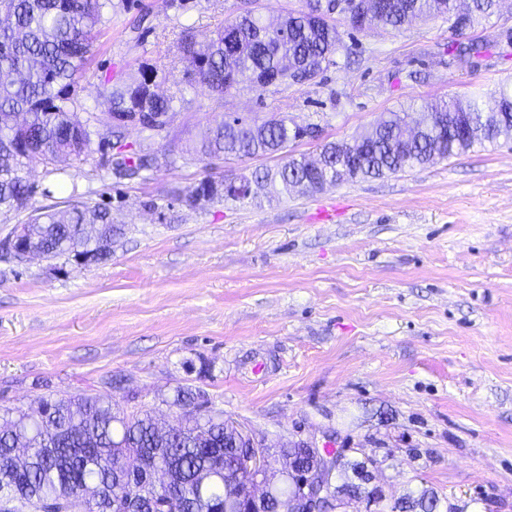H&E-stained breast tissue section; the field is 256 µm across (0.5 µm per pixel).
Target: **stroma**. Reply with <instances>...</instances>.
<instances>
[{"label": "stroma", "instance_id": "35a3bbf8", "mask_svg": "<svg viewBox=\"0 0 512 512\" xmlns=\"http://www.w3.org/2000/svg\"><path fill=\"white\" fill-rule=\"evenodd\" d=\"M112 22L78 75L80 112L104 109L111 79L160 63L162 93L183 92L166 148L141 183L97 159L31 183L55 202L108 204L124 234L111 258L0 260V410L41 396L137 397L173 420L179 386L280 447L358 448L386 495L434 489L454 512H512V141L381 179L277 199L191 208L176 191L207 171L194 155L224 115L314 123L326 140L365 134L386 112L512 87V0L465 32L447 18L396 31L341 26L336 66L305 85L255 91L248 77L215 100L179 90L183 30L207 40L240 0H112ZM487 42L472 65L461 44Z\"/></svg>", "mask_w": 512, "mask_h": 512}]
</instances>
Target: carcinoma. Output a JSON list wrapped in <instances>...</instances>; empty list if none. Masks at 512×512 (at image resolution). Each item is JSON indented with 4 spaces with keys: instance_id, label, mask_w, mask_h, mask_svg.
<instances>
[{
    "instance_id": "cac0c4a2",
    "label": "carcinoma",
    "mask_w": 512,
    "mask_h": 512,
    "mask_svg": "<svg viewBox=\"0 0 512 512\" xmlns=\"http://www.w3.org/2000/svg\"><path fill=\"white\" fill-rule=\"evenodd\" d=\"M448 12V0H394L385 27L398 29L404 20ZM112 0H0V214L28 213V238L15 244L51 259L84 256L96 264L112 256V241L122 228L112 222V210L75 200L65 209L33 203L35 188L23 175L32 156L66 175L95 152L109 151L105 164L118 180H145L162 166H172V154L150 147L129 148L124 130L140 127L149 138H166L183 97L156 92L160 66L146 65L139 76L117 82L107 107L80 123L74 84L93 55L101 27L110 21ZM288 37L257 38L268 30L250 14L226 22L213 37L199 42L188 29L179 52L193 65L187 86L218 96L233 86V72H251L252 86L264 92L272 85H304L337 64L336 20L312 19L291 11L283 21ZM234 41L225 46V31ZM405 116L391 112L377 124L369 149L356 154L346 139L321 142L327 156L326 174H313L307 159L288 152L297 141L320 142L317 124L289 127L226 116L207 129L196 148L213 170L229 159L246 162L258 156L280 155L275 170L257 169L251 176L288 193L299 182L315 193L324 184L381 178L416 166L462 155L477 145L512 139V92L501 89L495 106L484 111L474 98L430 103L426 119L409 138L403 137ZM224 176L207 175L177 200L197 207L205 197L241 201L246 195L215 191ZM168 405L182 414L171 432L158 428L152 411L139 408L125 414L112 405V395L53 399L42 397L17 414L0 415V497L13 501L14 512H43L57 507L77 491L91 498L85 512H126L133 502L142 512H225L239 503L250 478L236 466L244 442L224 426V412L213 408L205 392L183 388ZM288 466L314 455L300 445L279 449ZM374 460L344 454L333 476L334 491L347 497L370 498L365 475ZM297 494L290 475L273 498L284 512ZM373 502L380 512H448V502L424 488L392 501L380 495Z\"/></svg>"
}]
</instances>
